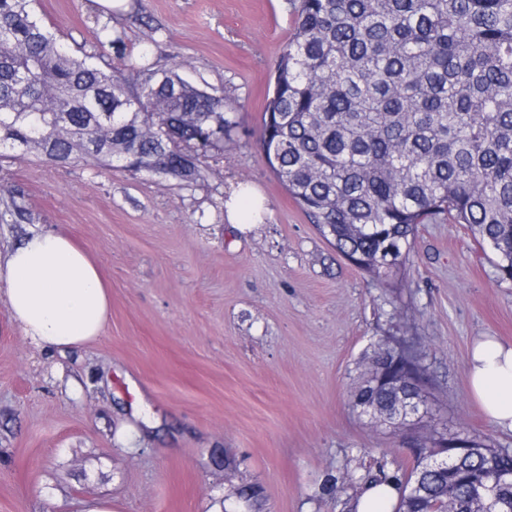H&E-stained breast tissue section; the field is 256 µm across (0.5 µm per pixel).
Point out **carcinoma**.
Wrapping results in <instances>:
<instances>
[{"label":"carcinoma","instance_id":"1","mask_svg":"<svg viewBox=\"0 0 512 512\" xmlns=\"http://www.w3.org/2000/svg\"><path fill=\"white\" fill-rule=\"evenodd\" d=\"M0 0V149L57 165L78 162L179 181L205 179L233 122L224 98L142 55L125 61L124 32L101 24V53H73L32 9ZM293 36L264 108L261 142L278 180L336 249L387 285L404 280L417 225L446 215L468 225L512 281V0H290ZM54 93L51 109L46 92ZM406 389L424 399L420 358ZM405 432L377 378L351 405ZM453 473L423 466L435 433L410 449L395 512H512V450L463 431Z\"/></svg>","mask_w":512,"mask_h":512}]
</instances>
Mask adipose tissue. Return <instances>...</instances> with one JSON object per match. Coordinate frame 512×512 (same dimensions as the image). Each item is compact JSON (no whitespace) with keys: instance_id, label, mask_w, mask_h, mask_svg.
<instances>
[{"instance_id":"1","label":"adipose tissue","mask_w":512,"mask_h":512,"mask_svg":"<svg viewBox=\"0 0 512 512\" xmlns=\"http://www.w3.org/2000/svg\"><path fill=\"white\" fill-rule=\"evenodd\" d=\"M0 272L9 312L36 348L68 349L100 336L111 313L110 286L90 251L65 230L31 231ZM465 369L487 417L512 432V342L475 339Z\"/></svg>"}]
</instances>
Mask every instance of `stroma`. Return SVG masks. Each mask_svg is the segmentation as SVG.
<instances>
[{"instance_id":"stroma-1","label":"stroma","mask_w":512,"mask_h":512,"mask_svg":"<svg viewBox=\"0 0 512 512\" xmlns=\"http://www.w3.org/2000/svg\"><path fill=\"white\" fill-rule=\"evenodd\" d=\"M35 0L62 42L94 53L98 20L123 30L129 58L178 66L234 102L224 157L205 181L83 163L57 167L16 151L0 182V248L30 229H64L112 291L88 345L36 349L0 291V512H348L346 471L396 474L410 447L468 429L511 448L469 394L480 336L512 342V282L467 225H419L412 268L378 287L320 235L269 167L266 98L294 32L289 0ZM245 183L267 199L259 224L224 220ZM420 348L433 417L395 434L349 398L383 340ZM335 489H328L329 480Z\"/></svg>"}]
</instances>
